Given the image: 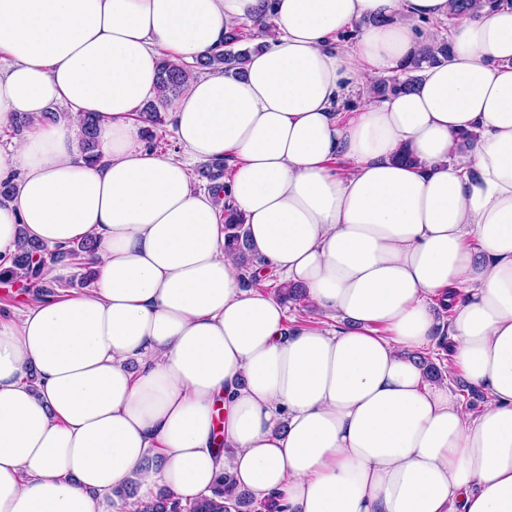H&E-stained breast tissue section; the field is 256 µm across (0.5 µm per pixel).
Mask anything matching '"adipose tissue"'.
<instances>
[{
	"label": "adipose tissue",
	"mask_w": 512,
	"mask_h": 512,
	"mask_svg": "<svg viewBox=\"0 0 512 512\" xmlns=\"http://www.w3.org/2000/svg\"><path fill=\"white\" fill-rule=\"evenodd\" d=\"M257 19L244 75L191 82L179 152L149 148L162 52ZM444 21L447 59L376 98ZM21 114L0 256L98 249L91 288L0 311V512H134L127 480L185 502L226 473L283 512H512V0L453 22L448 0H0V127ZM221 158L248 284L195 186ZM274 276L328 326L290 323ZM445 304L476 413L419 360ZM97 122L92 113H86L81 118V147L85 157L91 161L98 158L96 142Z\"/></svg>",
	"instance_id": "ef3b65f1"
}]
</instances>
